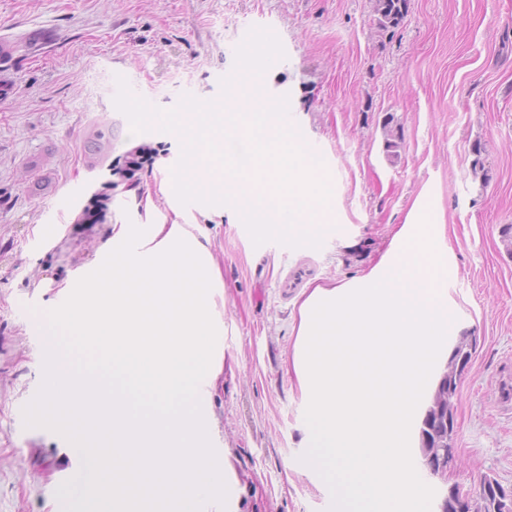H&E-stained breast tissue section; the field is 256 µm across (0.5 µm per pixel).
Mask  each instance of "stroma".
<instances>
[{"mask_svg":"<svg viewBox=\"0 0 512 512\" xmlns=\"http://www.w3.org/2000/svg\"><path fill=\"white\" fill-rule=\"evenodd\" d=\"M254 27L270 28L285 56L243 94L256 108L287 97L301 142L322 147L332 217L317 249L257 247L234 207L179 205L180 138L132 133L113 102L120 75L160 109L186 94L218 99L217 77ZM0 40L12 48L0 60V512H63L55 491L81 462L54 431L17 419L43 379L34 326L129 222L187 225L224 278L208 403L225 512H328V487L300 460L299 309L315 286L374 268L420 199L453 270L454 334L474 333L477 348L447 474L431 476L419 446L412 459L437 491L473 492L485 474L512 484V0H409L388 30L370 0H0ZM106 122L112 153L88 168L84 139ZM389 129L402 138L394 156ZM141 148L156 151L153 167L124 177Z\"/></svg>","mask_w":512,"mask_h":512,"instance_id":"1","label":"stroma"}]
</instances>
